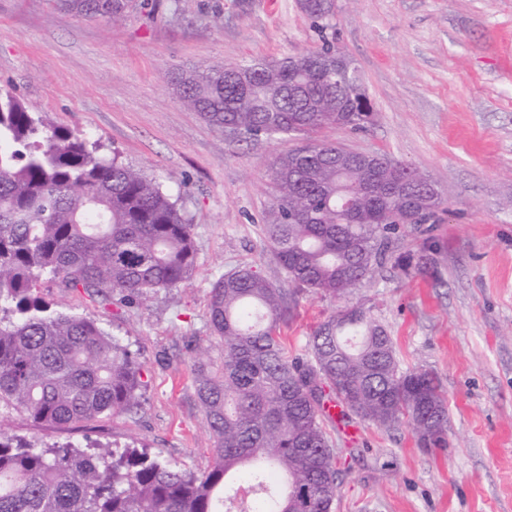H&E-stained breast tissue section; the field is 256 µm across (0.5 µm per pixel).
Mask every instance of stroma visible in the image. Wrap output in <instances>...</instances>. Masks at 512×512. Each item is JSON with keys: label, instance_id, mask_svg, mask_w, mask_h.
<instances>
[{"label": "stroma", "instance_id": "35a3bbf8", "mask_svg": "<svg viewBox=\"0 0 512 512\" xmlns=\"http://www.w3.org/2000/svg\"><path fill=\"white\" fill-rule=\"evenodd\" d=\"M153 2L152 14L107 23L54 0H0V89L159 181L185 207L196 247L184 286L132 306L43 281L54 309L94 320L131 351L141 404L85 435L34 429L1 406L0 431L38 446H144L200 474L213 439L194 393L196 351L223 355L211 290L243 266L284 285L263 231L269 166L299 142L228 139L164 74L278 60L321 40L299 0ZM333 24L329 38L353 57L375 120L358 133L324 128L318 141L417 167L443 203L431 229L392 238L388 260L350 297L300 291L283 334L306 357L319 324L363 307L402 368L437 374L448 404L444 448L421 447L406 423L325 419L341 473L333 512H512V0H336Z\"/></svg>", "mask_w": 512, "mask_h": 512}]
</instances>
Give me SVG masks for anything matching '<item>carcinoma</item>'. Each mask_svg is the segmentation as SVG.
Returning <instances> with one entry per match:
<instances>
[{"label": "carcinoma", "instance_id": "cac0c4a2", "mask_svg": "<svg viewBox=\"0 0 512 512\" xmlns=\"http://www.w3.org/2000/svg\"><path fill=\"white\" fill-rule=\"evenodd\" d=\"M84 17L115 21L132 0H56ZM321 33L335 0H304ZM168 79L181 102L249 142L295 136L305 144L275 157L265 232L290 286L346 298L386 259L403 226L393 195H357L370 177L337 161L346 153L313 136L373 120L354 61L328 43L276 62L244 61ZM379 178L430 176L376 154ZM438 192L412 203L435 221ZM192 224L156 180L101 152V145L46 122L0 91V405L34 426L85 428L139 403L140 367L90 319L51 309L43 279L92 299L131 304L186 283L195 270ZM295 291L245 266L212 289L209 321L222 362L195 367L194 389L214 439V463L196 474L142 449L38 448L0 431V512H332L340 484L336 449L323 427L336 399L362 420L411 423L425 448L448 445V409L437 375L400 368L393 340L362 309L322 324L310 358L288 359L280 327Z\"/></svg>", "mask_w": 512, "mask_h": 512}]
</instances>
